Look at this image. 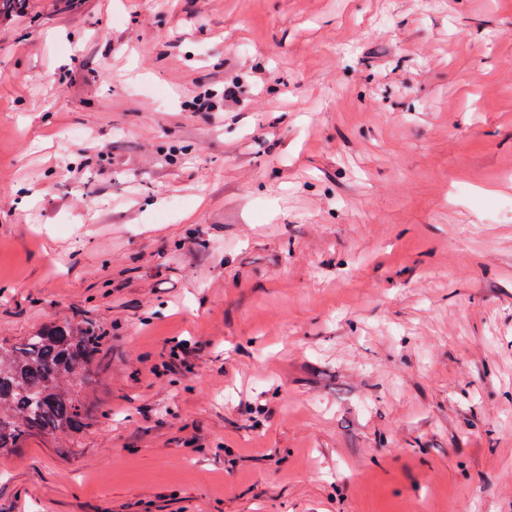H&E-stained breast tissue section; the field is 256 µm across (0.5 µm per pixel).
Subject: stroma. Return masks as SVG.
Wrapping results in <instances>:
<instances>
[{"label":"stroma","instance_id":"1","mask_svg":"<svg viewBox=\"0 0 512 512\" xmlns=\"http://www.w3.org/2000/svg\"><path fill=\"white\" fill-rule=\"evenodd\" d=\"M0 194V339L108 331L0 512H512V0H29ZM193 345L194 346H192V343L187 339L178 340L170 347L168 359L162 361L160 365L155 364L152 368V373L158 375L161 372H175L181 366H187L196 349L195 344Z\"/></svg>","mask_w":512,"mask_h":512}]
</instances>
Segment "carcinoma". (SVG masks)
I'll return each mask as SVG.
<instances>
[{"label":"carcinoma","instance_id":"cac0c4a2","mask_svg":"<svg viewBox=\"0 0 512 512\" xmlns=\"http://www.w3.org/2000/svg\"><path fill=\"white\" fill-rule=\"evenodd\" d=\"M106 331L96 321L60 318L20 342L0 339V453L32 437L73 441L89 426L92 377Z\"/></svg>","mask_w":512,"mask_h":512}]
</instances>
